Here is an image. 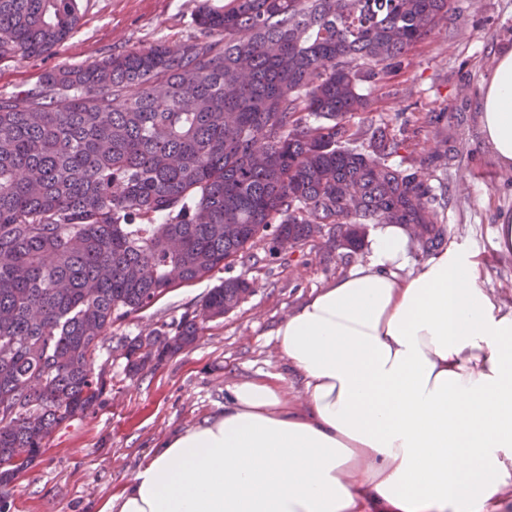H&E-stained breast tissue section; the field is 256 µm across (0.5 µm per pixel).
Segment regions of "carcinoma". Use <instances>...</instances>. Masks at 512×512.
Here are the masks:
<instances>
[{
  "mask_svg": "<svg viewBox=\"0 0 512 512\" xmlns=\"http://www.w3.org/2000/svg\"><path fill=\"white\" fill-rule=\"evenodd\" d=\"M81 0H0V58L38 57L79 24ZM450 0H202L200 34L45 72L0 97V500L61 425L107 389L97 351L112 325L270 238L304 246L332 224L357 251L367 224L445 209L407 140L348 117L450 19ZM263 244L264 256L253 252ZM243 278L214 286L169 330L124 341L137 376L233 311Z\"/></svg>",
  "mask_w": 512,
  "mask_h": 512,
  "instance_id": "carcinoma-1",
  "label": "carcinoma"
}]
</instances>
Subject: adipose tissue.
<instances>
[{"label":"adipose tissue","instance_id":"ef3b65f1","mask_svg":"<svg viewBox=\"0 0 512 512\" xmlns=\"http://www.w3.org/2000/svg\"><path fill=\"white\" fill-rule=\"evenodd\" d=\"M482 130L512 167V48L485 82ZM386 224L367 262L274 336L291 373L233 382L100 512H501L512 499V307L452 245L401 276ZM302 390H295V381Z\"/></svg>","mask_w":512,"mask_h":512}]
</instances>
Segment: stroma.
I'll use <instances>...</instances> for the list:
<instances>
[{
    "mask_svg": "<svg viewBox=\"0 0 512 512\" xmlns=\"http://www.w3.org/2000/svg\"><path fill=\"white\" fill-rule=\"evenodd\" d=\"M200 0H82L78 28L64 46L40 57L0 59V95L36 84L62 65H81L112 53L192 36ZM454 23L442 24L414 49L402 68L379 87L361 85L370 111L352 115L362 130L381 126L410 139L408 165L417 167L440 144L448 166L430 182L448 202V244L480 252L484 288L512 306V253L495 248L498 224L512 220V169L501 168L481 129L479 102L501 49L512 47V0H455ZM378 230L368 225L361 248L336 247L332 226L285 260L235 261L212 277L171 289L150 308L116 322L99 360L110 385L93 414L54 432L48 450L15 483L12 512H100L139 464L173 431L192 426L224 404L232 382L263 373L288 374L273 332L310 294L366 260ZM228 277L255 283L254 292L224 318L209 322L194 345L132 377L117 356L120 341L162 327L192 312Z\"/></svg>",
    "mask_w": 512,
    "mask_h": 512,
    "instance_id": "stroma-1",
    "label": "stroma"
}]
</instances>
